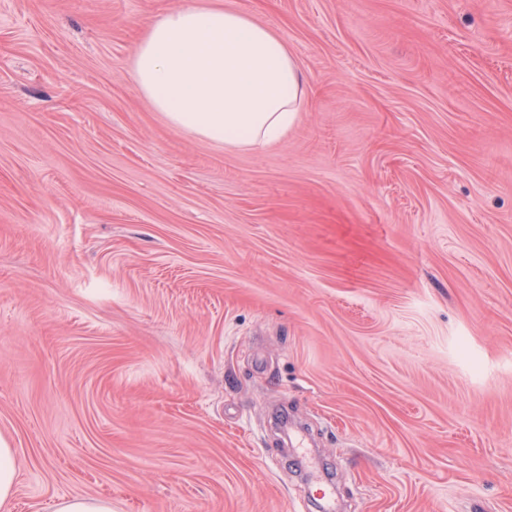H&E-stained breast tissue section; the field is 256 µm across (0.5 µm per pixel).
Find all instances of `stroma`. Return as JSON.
I'll return each instance as SVG.
<instances>
[{
  "instance_id": "35a3bbf8",
  "label": "stroma",
  "mask_w": 512,
  "mask_h": 512,
  "mask_svg": "<svg viewBox=\"0 0 512 512\" xmlns=\"http://www.w3.org/2000/svg\"><path fill=\"white\" fill-rule=\"evenodd\" d=\"M200 0H0V512H512V0H214L305 81L278 143L129 63ZM17 474L14 448L0 437V507L7 505L13 497ZM56 512H112V503L104 499L74 498L56 505Z\"/></svg>"
}]
</instances>
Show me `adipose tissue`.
<instances>
[{"label": "adipose tissue", "instance_id": "1", "mask_svg": "<svg viewBox=\"0 0 512 512\" xmlns=\"http://www.w3.org/2000/svg\"><path fill=\"white\" fill-rule=\"evenodd\" d=\"M130 75L172 127L237 148L279 142L304 95L285 41L221 6L172 10L150 24Z\"/></svg>", "mask_w": 512, "mask_h": 512}]
</instances>
